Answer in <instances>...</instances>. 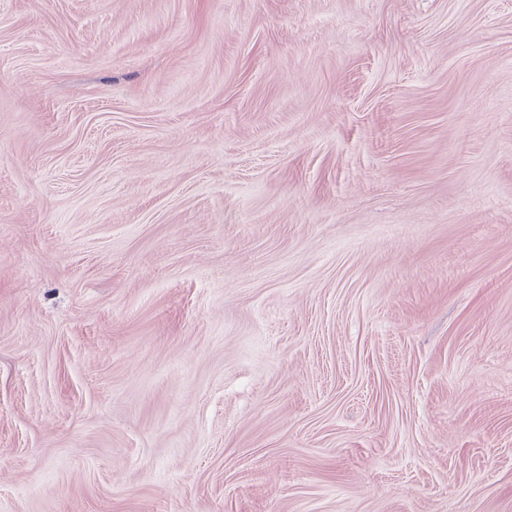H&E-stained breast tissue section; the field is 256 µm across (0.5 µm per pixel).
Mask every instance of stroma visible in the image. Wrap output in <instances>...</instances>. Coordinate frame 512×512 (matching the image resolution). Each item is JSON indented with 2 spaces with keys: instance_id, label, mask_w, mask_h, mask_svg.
Returning <instances> with one entry per match:
<instances>
[{
  "instance_id": "1",
  "label": "stroma",
  "mask_w": 512,
  "mask_h": 512,
  "mask_svg": "<svg viewBox=\"0 0 512 512\" xmlns=\"http://www.w3.org/2000/svg\"><path fill=\"white\" fill-rule=\"evenodd\" d=\"M0 512H512V0H0Z\"/></svg>"
}]
</instances>
